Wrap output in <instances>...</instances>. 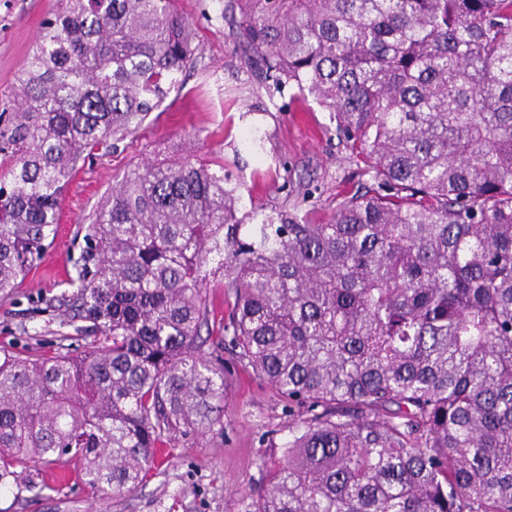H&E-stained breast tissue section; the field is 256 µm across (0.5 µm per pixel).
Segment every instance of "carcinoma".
Here are the masks:
<instances>
[{"label": "carcinoma", "mask_w": 512, "mask_h": 512, "mask_svg": "<svg viewBox=\"0 0 512 512\" xmlns=\"http://www.w3.org/2000/svg\"><path fill=\"white\" fill-rule=\"evenodd\" d=\"M258 88L329 112L368 185L238 237L224 167L127 172L68 280L82 355L0 354V489L37 460L107 493L223 424L224 346L298 408L253 512H512V0H238ZM176 0H63L0 122V294L79 164L196 62ZM228 318L207 331L213 254ZM211 348L205 353L204 346Z\"/></svg>", "instance_id": "1"}]
</instances>
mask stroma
Returning <instances> with one entry per match:
<instances>
[{"label":"stroma","mask_w":512,"mask_h":512,"mask_svg":"<svg viewBox=\"0 0 512 512\" xmlns=\"http://www.w3.org/2000/svg\"><path fill=\"white\" fill-rule=\"evenodd\" d=\"M229 0H177L196 25L202 51L178 73L160 111L109 151L86 159L71 177L56 237L10 296L0 295V349L24 355H79L88 336L69 321V277L85 246V227L113 184L135 167L195 156L220 165L243 197V209L273 210L326 222L339 194L356 191L363 177L342 146L329 112L296 89L268 96L258 90L238 24L220 20ZM55 0H0V104L12 101L22 65ZM263 138L260 155L244 143L247 131ZM227 396L223 427L181 438L159 457L146 482L105 496L82 473L61 482V464L39 462L22 481L41 494L0 492V512H250L268 482L264 457L288 440V404L232 352L224 354Z\"/></svg>","instance_id":"35a3bbf8"}]
</instances>
